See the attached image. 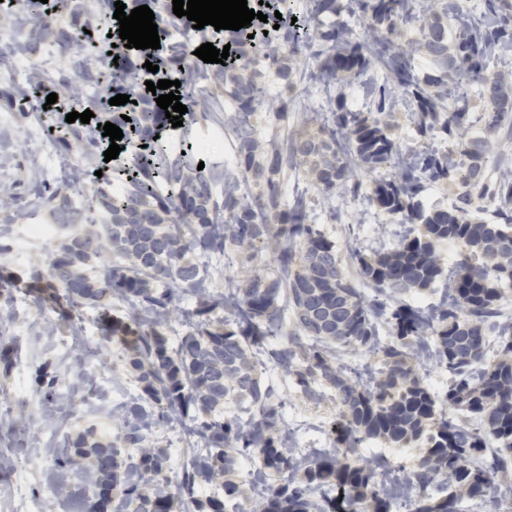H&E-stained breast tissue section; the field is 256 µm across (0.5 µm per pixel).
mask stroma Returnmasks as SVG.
Instances as JSON below:
<instances>
[{"mask_svg":"<svg viewBox=\"0 0 512 512\" xmlns=\"http://www.w3.org/2000/svg\"><path fill=\"white\" fill-rule=\"evenodd\" d=\"M317 68L313 48H303L293 75L294 87L287 93L288 117L274 125L264 116H256L255 126L261 138H304L318 133V115L327 111L329 103L324 94L310 90L309 75ZM202 104L208 117L200 123L184 126L181 131L184 140L199 143L221 128L231 99L222 87L214 86L203 96ZM385 121L396 138L399 157L426 150L445 153L455 148L452 139L441 131H432L424 137L417 135L408 113L391 112ZM59 122L55 112L38 119L14 110L0 120V185H7L12 193L9 211L0 213V225L14 223L20 215L34 224L49 223L48 212L34 206L33 191L51 182L47 166L53 146L46 128ZM300 184L307 185L311 196L307 209L310 222L336 240L341 259H348L350 246L371 239L377 226L387 222L386 216L371 207L365 196L339 195L327 199L301 167L289 174L287 186L293 189ZM16 237L22 243L20 252L0 255V268L19 274L27 267L47 263L53 243L31 239L22 230ZM0 304L8 308L6 315H0V451L10 459L21 461L27 473L25 494L42 503V512H88L92 500L82 492L81 476H71L67 485H60L54 462L26 455L23 451L24 439L35 419L23 411L17 394L26 391L34 406H41L46 390L42 383L44 375L57 376L59 382L64 383L72 381L82 370L97 377H108L111 391H124L132 397L140 394L141 384L136 374L127 368L122 348L101 336L94 309L82 308L79 316L68 322L60 320L51 305H38L21 292L0 295ZM59 333L91 337L96 348L91 362L85 366L80 364V347H73L69 352L60 350L55 341ZM262 372L264 379L275 385L285 420L308 419L317 423V430L311 431L304 442L305 449L331 450L329 433L338 419L334 399L326 396L318 401L309 400L280 370L266 365ZM53 406L57 410L55 425L61 428L62 439L54 443L46 437L42 443L52 446L54 454L63 453L66 440L89 428L102 435L104 441H116L121 407H100L76 396L68 402L54 399ZM148 440L150 446L166 450L165 474L170 482H177L181 468L176 462V451L190 448L189 434L180 431L177 423L165 422L149 432Z\"/></svg>","mask_w":512,"mask_h":512,"instance_id":"obj_1","label":"stroma"}]
</instances>
